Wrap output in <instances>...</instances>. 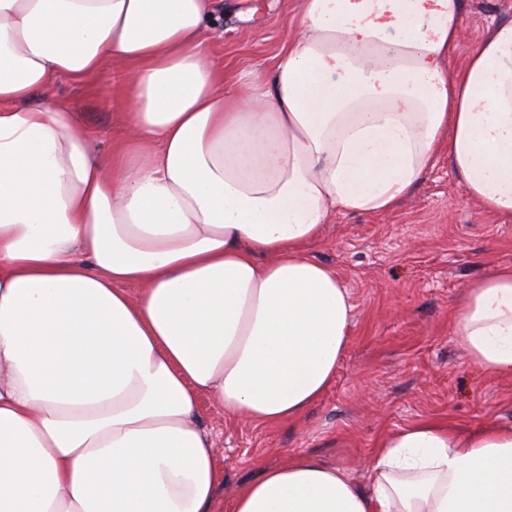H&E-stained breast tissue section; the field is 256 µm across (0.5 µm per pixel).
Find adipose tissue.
Returning <instances> with one entry per match:
<instances>
[{"label": "adipose tissue", "instance_id": "1", "mask_svg": "<svg viewBox=\"0 0 512 512\" xmlns=\"http://www.w3.org/2000/svg\"><path fill=\"white\" fill-rule=\"evenodd\" d=\"M269 73L212 62L221 0H0V512H512V427L424 419L364 482L295 454L239 484L199 402L262 427L326 393L353 306L309 245L386 214L440 156L512 222V17L449 68L465 0H295ZM111 70L107 151L31 105ZM453 334L512 377V264Z\"/></svg>", "mask_w": 512, "mask_h": 512}]
</instances>
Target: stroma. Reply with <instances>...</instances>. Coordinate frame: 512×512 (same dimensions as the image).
<instances>
[{
    "mask_svg": "<svg viewBox=\"0 0 512 512\" xmlns=\"http://www.w3.org/2000/svg\"><path fill=\"white\" fill-rule=\"evenodd\" d=\"M294 0H224V40L214 61L248 79L269 68ZM512 14V0H465V21L451 67L459 69L492 19ZM66 101L99 146L121 134L110 105L109 75L76 84L59 79L34 105ZM309 252L330 268L353 302L350 336L336 379L300 418L278 428L228 420L202 400V424L216 441L228 502L244 479L286 455L310 453L363 480L380 435L427 417L472 431L512 425V378L473 363L451 329L465 286L512 264V223L482 213L466 198L447 157L386 215L336 214Z\"/></svg>",
    "mask_w": 512,
    "mask_h": 512,
    "instance_id": "stroma-1",
    "label": "stroma"
}]
</instances>
